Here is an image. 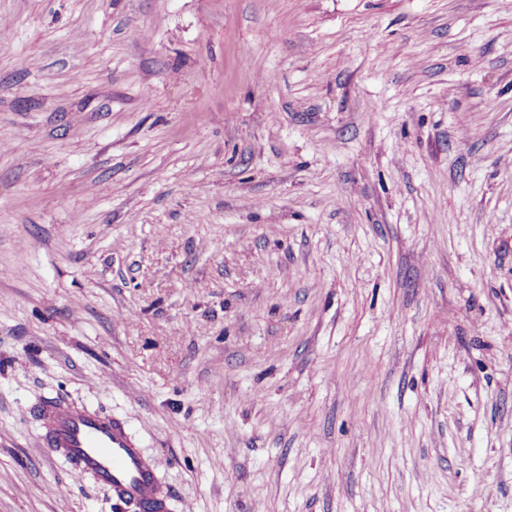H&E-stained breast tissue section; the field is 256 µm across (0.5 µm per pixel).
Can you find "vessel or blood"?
Instances as JSON below:
<instances>
[{
  "instance_id": "b4317fda",
  "label": "vessel or blood",
  "mask_w": 512,
  "mask_h": 512,
  "mask_svg": "<svg viewBox=\"0 0 512 512\" xmlns=\"http://www.w3.org/2000/svg\"><path fill=\"white\" fill-rule=\"evenodd\" d=\"M42 416L40 447L67 464L74 482L107 487L113 501L132 512H171V490L123 423L59 399L47 401Z\"/></svg>"
}]
</instances>
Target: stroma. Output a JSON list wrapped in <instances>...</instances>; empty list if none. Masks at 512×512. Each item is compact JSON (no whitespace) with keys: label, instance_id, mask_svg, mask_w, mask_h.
<instances>
[{"label":"stroma","instance_id":"obj_1","mask_svg":"<svg viewBox=\"0 0 512 512\" xmlns=\"http://www.w3.org/2000/svg\"><path fill=\"white\" fill-rule=\"evenodd\" d=\"M124 420L173 512H512V0H0V512Z\"/></svg>","mask_w":512,"mask_h":512}]
</instances>
